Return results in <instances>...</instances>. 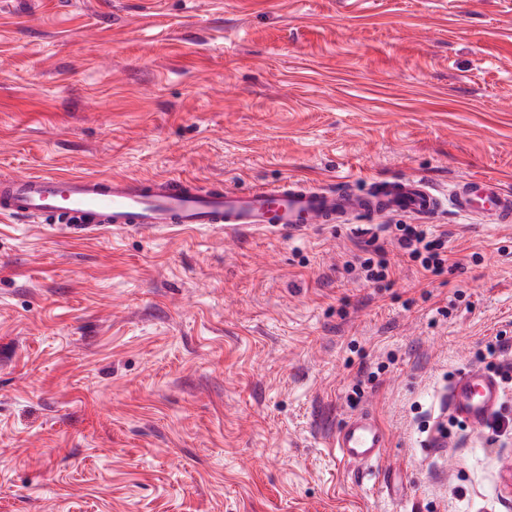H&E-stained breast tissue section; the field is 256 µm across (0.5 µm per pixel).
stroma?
I'll return each mask as SVG.
<instances>
[{
    "mask_svg": "<svg viewBox=\"0 0 512 512\" xmlns=\"http://www.w3.org/2000/svg\"><path fill=\"white\" fill-rule=\"evenodd\" d=\"M50 171L512 190V0H7L0 177ZM343 266L344 226L74 239L0 219V512H512V435L454 378L512 337V229L451 213L448 271ZM370 412L390 490L333 454ZM446 429L430 447L416 415ZM384 249L376 247L373 251L365 249V255L359 256L356 262L346 265V270L350 273L356 272L363 281L376 285H384L390 281L392 268L390 263L384 258Z\"/></svg>",
    "mask_w": 512,
    "mask_h": 512,
    "instance_id": "obj_1",
    "label": "stroma"
}]
</instances>
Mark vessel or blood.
I'll return each mask as SVG.
<instances>
[{
    "mask_svg": "<svg viewBox=\"0 0 512 512\" xmlns=\"http://www.w3.org/2000/svg\"><path fill=\"white\" fill-rule=\"evenodd\" d=\"M468 219L487 218L490 228L512 224V192L491 177L460 181L450 193L412 175L358 188L343 180L313 186L288 178L276 185L237 188L219 183L202 188L163 177L130 179L57 174L17 175L0 180V217L55 224L76 236L130 229L153 234L223 228L225 234L299 233L359 217L405 215L422 221L444 210ZM453 411L470 424H485L500 404L495 376L473 367L448 391ZM387 444L385 429L368 413L351 417L337 431L332 449L339 459L362 466V479L376 477Z\"/></svg>",
    "mask_w": 512,
    "mask_h": 512,
    "instance_id": "vessel-or-blood-1",
    "label": "vessel or blood"
}]
</instances>
